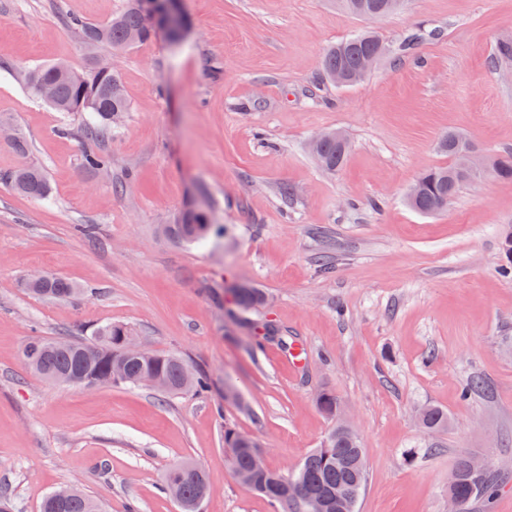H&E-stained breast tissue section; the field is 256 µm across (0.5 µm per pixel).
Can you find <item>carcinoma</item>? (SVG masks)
<instances>
[{"mask_svg":"<svg viewBox=\"0 0 512 512\" xmlns=\"http://www.w3.org/2000/svg\"><path fill=\"white\" fill-rule=\"evenodd\" d=\"M395 0H342L343 6L352 14L363 17H384L393 11ZM70 25L77 29L81 39H93L103 47L123 51L142 44L151 38L147 13L142 0H127L126 8L105 23H91L68 14ZM427 33L416 31L395 48L386 46L373 31L364 30L332 46L322 59L325 78L333 80L340 74L353 85L365 78L361 74L362 60L374 54L386 56L390 53L405 55L415 50ZM25 81L28 90L35 91L36 84L51 81L56 88L57 103L54 108L63 113L76 112L85 117L83 131L92 140L104 141L112 137L116 129V117L128 111L129 103L124 94L119 72L111 70L98 81L89 77V70L79 73L63 64H50L27 70ZM469 141L462 135L450 132L439 143L438 150L451 159L446 167L424 170L416 179L418 192L407 198V204L421 214H435L444 210L460 189L477 179L459 166L461 149ZM347 152L334 138H327L318 147V165L333 173L344 162ZM493 174L502 180H512V152L492 159ZM83 164L93 171H103L111 166L110 157L104 152H92L84 156ZM0 181L17 193L32 198L45 199L51 187L42 169L36 166L5 172ZM207 213L195 205L183 210L178 221L162 227L164 235L183 243H202L211 232ZM27 293L49 300L76 299L83 289L62 277L45 275L37 283H23ZM236 305L246 314L264 304L265 294L259 288L234 289ZM132 335L131 329L121 324L98 326L92 335L82 340L71 338L35 337L23 350L25 363L33 373L50 379L56 375L69 374L77 378L94 380L100 386L138 385L146 374L161 377L167 388L161 393L167 396L186 391L204 395L212 391L213 383L208 373L194 370L188 388H183V369L187 362L175 354L150 352L146 358H129L124 352V343ZM317 405L331 420H336L339 398L330 390L322 389L317 394ZM425 424L430 430L448 426V415L436 407L425 409ZM224 447L229 450V465L235 478L242 484L263 494L279 506L281 512H355L358 499L366 482L363 449L359 440L350 434L332 427L321 445L304 457L297 469L289 474L268 468L256 471L252 467V451L240 448L239 433L233 427H224ZM470 456L461 455L455 469L459 480L455 493L465 505L489 498L495 487L491 473L475 474L469 470ZM199 465L178 462L171 465L161 476L160 488L169 494L179 489L181 512H197V505L210 492L206 477L194 475ZM298 486L302 496L293 498L290 489ZM351 492L350 499H336V490ZM42 512H100L98 503L77 489L65 501L46 497Z\"/></svg>","mask_w":512,"mask_h":512,"instance_id":"obj_1","label":"carcinoma"}]
</instances>
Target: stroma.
I'll use <instances>...</instances> for the list:
<instances>
[{"mask_svg":"<svg viewBox=\"0 0 512 512\" xmlns=\"http://www.w3.org/2000/svg\"><path fill=\"white\" fill-rule=\"evenodd\" d=\"M123 4L0 0V123L28 142L21 154L0 140V173L39 166L52 189L36 200L0 182V495L14 512H40L74 483L102 512H181L159 483L188 460L211 487L198 512H278L233 477L224 428L255 437L269 468L292 471L331 427L315 403L326 388L363 448L357 512H448L464 452L498 483L468 512H512V276L502 272L512 181L475 180L433 215L405 200L423 170L448 164L437 149L448 131L491 157L512 151V81L494 65L512 40V0H404L372 22L336 0H184L179 42L156 36L113 55L129 110L99 142L15 72L84 69L67 14L104 22ZM365 28L393 45L419 28L433 37L359 84H322L326 50ZM328 129L351 144L333 173L307 147ZM100 148L110 173L83 164ZM191 199L217 229L203 245L159 231ZM37 274L84 293L32 296L21 283ZM241 281L270 296L247 329L215 299ZM110 322L208 372L213 391L86 390L27 370L33 337ZM268 323L303 348V367L278 341L255 347ZM474 377L484 388L463 395ZM427 405L447 412L446 430L420 425Z\"/></svg>","mask_w":512,"mask_h":512,"instance_id":"35a3bbf8","label":"stroma"}]
</instances>
